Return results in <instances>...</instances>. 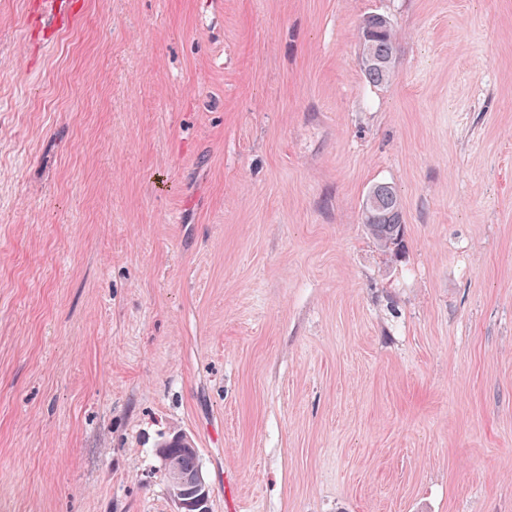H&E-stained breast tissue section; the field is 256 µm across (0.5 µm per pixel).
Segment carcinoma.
<instances>
[{"label": "carcinoma", "mask_w": 512, "mask_h": 512, "mask_svg": "<svg viewBox=\"0 0 512 512\" xmlns=\"http://www.w3.org/2000/svg\"><path fill=\"white\" fill-rule=\"evenodd\" d=\"M363 44L362 66L369 81L383 83L393 75L395 33L383 17L372 15L361 27ZM362 220L377 243L392 256H399L403 248V214L395 188L379 183L370 190L362 210ZM160 456L168 479L179 480V489L191 494L201 473L198 449L178 437L160 446Z\"/></svg>", "instance_id": "cac0c4a2"}]
</instances>
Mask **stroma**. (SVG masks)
I'll list each match as a JSON object with an SVG mask.
<instances>
[{
    "label": "stroma",
    "mask_w": 512,
    "mask_h": 512,
    "mask_svg": "<svg viewBox=\"0 0 512 512\" xmlns=\"http://www.w3.org/2000/svg\"><path fill=\"white\" fill-rule=\"evenodd\" d=\"M37 2L0 0V512H178L177 433L210 512H512V0ZM45 6L44 15L51 18L54 23L57 21L68 23L72 22L76 17L77 12L74 10L75 2L72 0H42ZM65 1H71L68 4ZM67 6V9H66ZM363 44L362 66L372 83L388 82L393 75L395 33L383 17L372 15L364 19L361 27ZM362 220L377 243L391 256L398 257L403 248V214L399 195L395 188L379 183L370 190ZM178 437L179 435L163 443L159 453L168 475L169 490L172 487V479L176 477L179 480V489L189 496L197 486L199 474L202 473L200 458L198 449L188 443L192 441L186 435L181 437L188 441L187 443Z\"/></svg>",
    "instance_id": "stroma-1"
}]
</instances>
